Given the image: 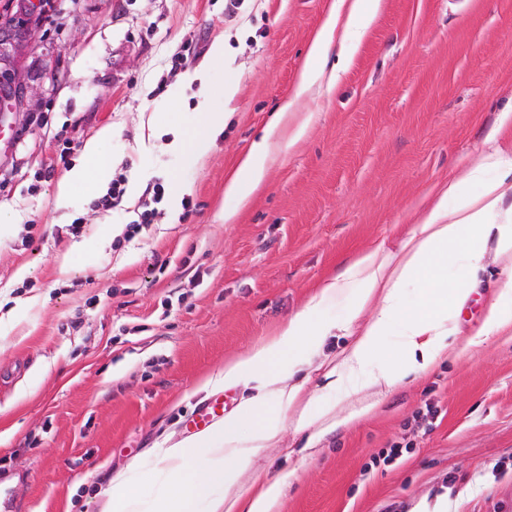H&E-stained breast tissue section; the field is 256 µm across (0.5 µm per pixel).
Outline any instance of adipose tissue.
I'll return each instance as SVG.
<instances>
[{"label": "adipose tissue", "mask_w": 512, "mask_h": 512, "mask_svg": "<svg viewBox=\"0 0 512 512\" xmlns=\"http://www.w3.org/2000/svg\"><path fill=\"white\" fill-rule=\"evenodd\" d=\"M380 6L381 0H335L309 47L298 94L312 91L323 80L336 28L350 33L369 27ZM234 92L233 86L226 85L219 94L201 97L192 135H175L172 147L190 158L205 154L224 127V113L216 99L232 98ZM111 138L112 129L107 126L86 142L82 164L57 187V207H68L76 186L90 188L109 179L112 159L103 146ZM270 146L267 135L252 145L227 180V198L240 205L250 200L265 178ZM488 168L497 170L496 179L483 180ZM469 177L479 183L478 193L468 194L458 184H449L446 198L428 211L396 254H386L380 244L353 254L344 270L322 281L319 291L272 338L225 366V384L249 387L251 395L234 414L162 449L157 467L171 491L155 499L149 512H274L283 480H260L257 493L243 510L229 495V487L253 457L280 436L291 406H303L297 424L301 430L332 411L322 395L307 393L304 383H287L280 362L303 369L311 366L327 337H351L350 346L330 370L329 387L337 396L352 399L372 386L390 390L419 377L447 353L460 308L476 285L488 249L512 252V208L504 206L512 197V157L488 154ZM452 197L457 200L453 206L448 203ZM452 267L460 271L453 280L448 277ZM411 288L422 289V301L407 302ZM497 288V298L468 348L480 347L488 336L512 327V271L498 281ZM335 296L345 297L347 310L342 316L326 317L324 305ZM374 299L379 302L376 311L364 317Z\"/></svg>", "instance_id": "adipose-tissue-1"}]
</instances>
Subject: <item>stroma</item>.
<instances>
[{"mask_svg": "<svg viewBox=\"0 0 512 512\" xmlns=\"http://www.w3.org/2000/svg\"><path fill=\"white\" fill-rule=\"evenodd\" d=\"M334 0H57L32 63L41 108L10 134L0 167V512H104L111 479L126 476L143 505L162 489L158 449L188 438L185 422L247 391L224 367L300 310L346 258L385 243L396 251L449 182L478 186L471 167L512 153V0H382L333 89L297 95L310 43ZM223 43L229 64L212 68ZM210 71L237 87L224 131L189 160L169 146L156 106L180 97L190 128ZM262 187L237 208L224 186L285 99ZM306 123L299 140L291 135ZM126 195L108 211L57 184L104 126ZM181 185L131 241L121 240L147 185ZM86 226L66 234L75 218ZM25 277H18V270ZM512 254L488 251L447 357L389 391L318 441L295 431L239 477L285 478L276 512H512V328L460 354L481 326ZM352 342L328 337L294 373L345 414L326 372ZM435 415H427V406ZM411 451L389 464L373 456Z\"/></svg>", "mask_w": 512, "mask_h": 512, "instance_id": "1", "label": "stroma"}]
</instances>
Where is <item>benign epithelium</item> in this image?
<instances>
[{
  "mask_svg": "<svg viewBox=\"0 0 512 512\" xmlns=\"http://www.w3.org/2000/svg\"><path fill=\"white\" fill-rule=\"evenodd\" d=\"M54 9L55 0H11L0 9V130H16L38 110L39 76L26 60L40 48L38 35Z\"/></svg>",
  "mask_w": 512,
  "mask_h": 512,
  "instance_id": "1",
  "label": "benign epithelium"
}]
</instances>
